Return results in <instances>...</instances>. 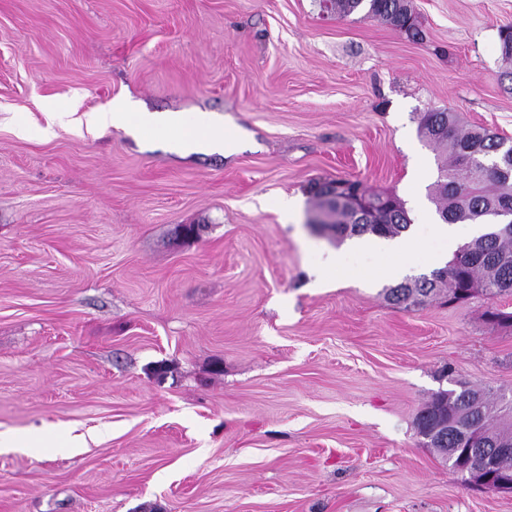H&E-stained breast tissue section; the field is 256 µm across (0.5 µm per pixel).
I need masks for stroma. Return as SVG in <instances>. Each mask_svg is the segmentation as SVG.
Listing matches in <instances>:
<instances>
[{
    "instance_id": "35a3bbf8",
    "label": "stroma",
    "mask_w": 512,
    "mask_h": 512,
    "mask_svg": "<svg viewBox=\"0 0 512 512\" xmlns=\"http://www.w3.org/2000/svg\"><path fill=\"white\" fill-rule=\"evenodd\" d=\"M413 4L419 42L319 0H0V512H512L415 427L512 391V331L482 296L391 304L312 224L314 181L393 192L430 273L421 113L512 143V0ZM116 99L244 145L53 118Z\"/></svg>"
}]
</instances>
